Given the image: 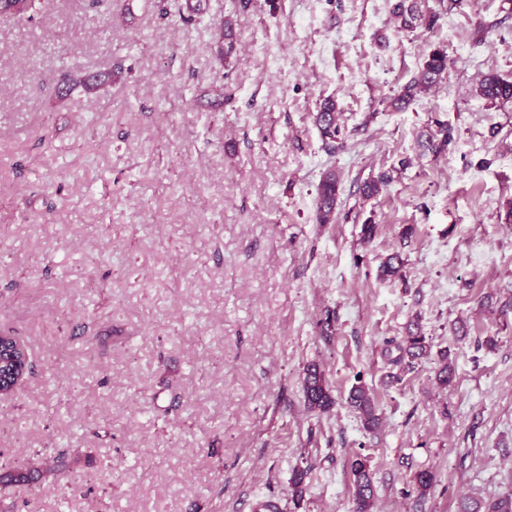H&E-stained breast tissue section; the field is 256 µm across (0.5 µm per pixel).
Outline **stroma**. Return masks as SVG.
I'll return each mask as SVG.
<instances>
[{
	"label": "stroma",
	"instance_id": "35a3bbf8",
	"mask_svg": "<svg viewBox=\"0 0 512 512\" xmlns=\"http://www.w3.org/2000/svg\"><path fill=\"white\" fill-rule=\"evenodd\" d=\"M156 2L112 0L106 16L41 0L34 20L0 21V330L37 364L0 397V471L77 459L0 484V512H353L356 454L375 512L512 496V102L476 91L512 80V0H424L431 22L411 30L395 0H204L192 21ZM434 49L446 79L394 109ZM62 67L124 75L60 98ZM328 98L332 150L313 120ZM439 120L449 151L420 153ZM382 171L391 183L363 200ZM328 172L336 221L320 224ZM395 252L401 277L381 279ZM413 320L431 355L390 364ZM310 364L328 411L305 405ZM361 383L374 431L347 402ZM421 470L435 476L422 498ZM478 93L491 103H507L512 101V81L498 74H486L478 85ZM339 182L335 173L326 174L317 188L316 215L320 224L334 223ZM354 486V512H372L375 507L376 487L372 480L368 457L356 455L349 463Z\"/></svg>",
	"mask_w": 512,
	"mask_h": 512
}]
</instances>
